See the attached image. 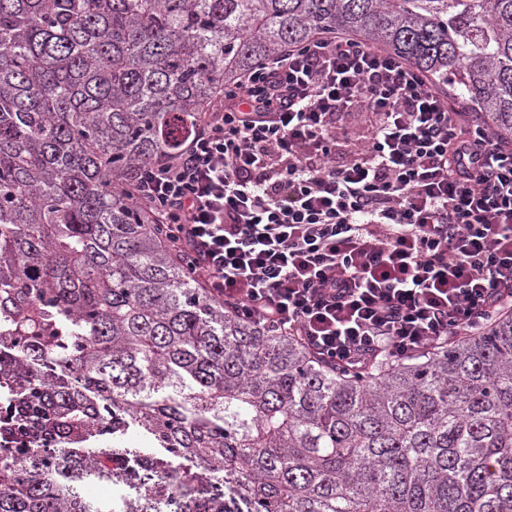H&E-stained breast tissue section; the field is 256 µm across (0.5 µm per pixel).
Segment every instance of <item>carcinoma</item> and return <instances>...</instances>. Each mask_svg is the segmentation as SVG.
<instances>
[{
    "instance_id": "cac0c4a2",
    "label": "carcinoma",
    "mask_w": 512,
    "mask_h": 512,
    "mask_svg": "<svg viewBox=\"0 0 512 512\" xmlns=\"http://www.w3.org/2000/svg\"><path fill=\"white\" fill-rule=\"evenodd\" d=\"M336 32L512 140V0H0V512H512L511 314L330 363L225 312L128 197L224 85Z\"/></svg>"
}]
</instances>
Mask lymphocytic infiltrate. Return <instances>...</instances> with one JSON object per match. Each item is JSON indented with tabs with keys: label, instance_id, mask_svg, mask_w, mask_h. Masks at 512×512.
Here are the masks:
<instances>
[{
	"label": "lymphocytic infiltrate",
	"instance_id": "lymphocytic-infiltrate-1",
	"mask_svg": "<svg viewBox=\"0 0 512 512\" xmlns=\"http://www.w3.org/2000/svg\"><path fill=\"white\" fill-rule=\"evenodd\" d=\"M352 108L373 123L340 161ZM131 199L228 312L351 368L512 311V142L349 36L280 50L225 87Z\"/></svg>",
	"mask_w": 512,
	"mask_h": 512
}]
</instances>
